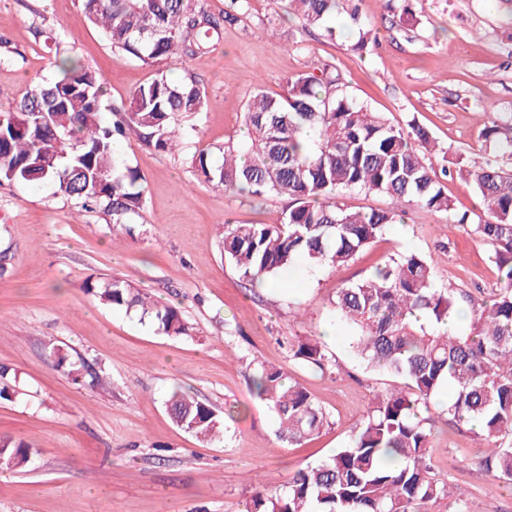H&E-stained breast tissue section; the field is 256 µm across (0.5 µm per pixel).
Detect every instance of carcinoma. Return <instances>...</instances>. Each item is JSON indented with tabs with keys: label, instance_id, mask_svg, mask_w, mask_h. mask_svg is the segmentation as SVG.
Wrapping results in <instances>:
<instances>
[{
	"label": "carcinoma",
	"instance_id": "cac0c4a2",
	"mask_svg": "<svg viewBox=\"0 0 512 512\" xmlns=\"http://www.w3.org/2000/svg\"><path fill=\"white\" fill-rule=\"evenodd\" d=\"M358 2L287 0L286 13L330 40L336 27L329 20L346 15L356 28L353 50L363 57L376 45V34L362 23ZM81 7L113 50L154 66L206 49L224 23L250 14L251 0H228L218 17L201 0H81ZM386 7L401 23L413 21L411 0H386ZM47 39L60 74L0 114V181L49 187L83 210L100 209L112 223L126 224L141 207L144 179L113 152V143L133 135L171 150L181 126L203 111L205 89L160 70L133 90L129 109L112 108L110 119L103 75L80 65L57 37ZM243 122L248 139L224 143L217 162L202 149L192 166L215 188L291 199L281 224L224 225V257L252 283L286 284L300 258L332 267L349 262L409 202L444 212L456 224L468 221L455 212L425 153L434 143L428 132L413 120L395 126L357 104L337 73L295 74L279 97L256 89ZM480 138L512 160V114L485 125ZM444 176L473 183L481 196L484 217L473 232L491 247L505 286L480 303L466 334L448 328L459 312L458 297L434 286L431 263L421 254H402L338 289L336 310L353 329L350 346L366 366L400 385L371 400L346 447L295 472L276 495L256 490L247 512H429L448 499V484L435 478L427 459L432 432L423 407L445 387L452 389L448 420L479 422L473 433L485 442L483 463L512 481V440L504 442L512 437V173L491 163L476 168L458 157L448 161ZM356 188L389 197L392 207L361 212L336 202L340 191ZM86 288L106 306L151 318L168 336L192 335L180 310L149 300L122 278L88 281ZM293 359L323 376L339 372L318 339L297 344ZM253 388L272 408L277 436L291 445L303 444L327 423L322 407L278 367L258 364ZM165 407L178 428L206 443L220 441L224 418L217 409L180 389ZM389 454L402 460L398 468L388 465ZM30 462L24 442L0 439L1 468L22 470Z\"/></svg>",
	"mask_w": 512,
	"mask_h": 512
}]
</instances>
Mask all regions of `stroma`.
Instances as JSON below:
<instances>
[{
    "label": "stroma",
    "mask_w": 512,
    "mask_h": 512,
    "mask_svg": "<svg viewBox=\"0 0 512 512\" xmlns=\"http://www.w3.org/2000/svg\"><path fill=\"white\" fill-rule=\"evenodd\" d=\"M360 10L378 40L364 57L352 51L354 31L343 17L329 40L287 19L283 0H252L250 17L225 25L208 52L154 69L113 51L79 0H0L2 112L57 77L47 32L104 76L111 104L127 103L159 69L206 88L181 152L125 139L146 187L130 229L102 211H78L49 188L0 184V366L16 377L15 395L0 399V438L25 440L34 459L23 472L0 470V512H245L251 475L268 492L282 491L296 471L344 447L372 397L396 384L350 348L335 315L338 288L416 252L431 261L438 287L478 301L498 292L490 248L469 224L413 204L348 264L298 262L284 288L252 286L221 253L222 225L282 223L289 201L218 191L190 158L243 140L254 88L282 94L293 74L338 71L356 102L393 125L417 121L448 155L472 165L495 160L478 134L497 114L512 113V0H416L412 26L393 18L385 0H362ZM114 276L177 307L193 334L166 336L84 289L87 279ZM307 338L322 340L340 376L292 358L290 345ZM61 352L109 373L111 384H74ZM259 361L283 368L325 409L327 425L305 444L276 438L274 414L252 388ZM175 386L227 414L220 442L202 444L171 422L164 400ZM430 414L428 457L454 493L433 512H512V485L482 468L484 446L470 428L449 424L439 404Z\"/></svg>",
    "instance_id": "35a3bbf8"
}]
</instances>
